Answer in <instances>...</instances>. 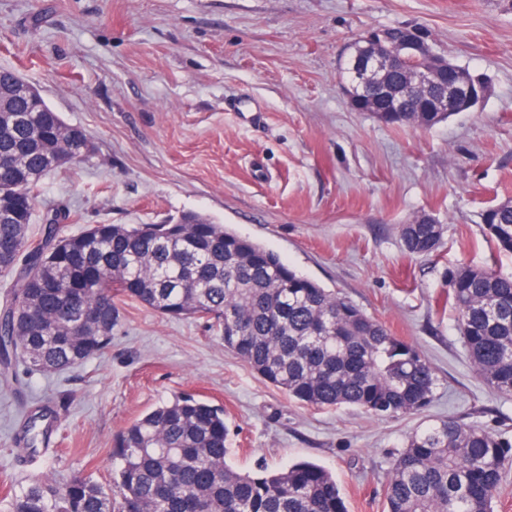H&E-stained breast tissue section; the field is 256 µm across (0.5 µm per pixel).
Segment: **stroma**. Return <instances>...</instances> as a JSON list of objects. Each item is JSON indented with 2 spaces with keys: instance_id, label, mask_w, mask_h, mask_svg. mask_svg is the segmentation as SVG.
Wrapping results in <instances>:
<instances>
[{
  "instance_id": "35a3bbf8",
  "label": "stroma",
  "mask_w": 512,
  "mask_h": 512,
  "mask_svg": "<svg viewBox=\"0 0 512 512\" xmlns=\"http://www.w3.org/2000/svg\"><path fill=\"white\" fill-rule=\"evenodd\" d=\"M417 25L436 51L484 78L487 96L433 127L352 109L340 65L371 28ZM0 67L87 134L91 156L40 186L37 221L160 224L187 212L277 253L346 296L431 363L432 402L382 417L290 400L197 318L120 304L112 345L81 366L18 368L0 387V483L88 476L112 486L114 435L176 395L223 406L226 461L242 471L313 461L348 512H384L391 462L420 425L452 418L512 435V396L473 369L445 306L460 265L512 273L480 215L512 200V0H0ZM442 226L431 255L404 224ZM53 411L49 450L22 426Z\"/></svg>"
}]
</instances>
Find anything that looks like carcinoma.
<instances>
[{"label":"carcinoma","instance_id":"cac0c4a2","mask_svg":"<svg viewBox=\"0 0 512 512\" xmlns=\"http://www.w3.org/2000/svg\"><path fill=\"white\" fill-rule=\"evenodd\" d=\"M0 68V365L31 372L78 367L112 343L117 304L134 300L161 316L198 317L224 346L288 397L317 407L415 414L432 400L430 363L348 298L298 273L278 254L210 218L165 224H93L63 234V218L30 236L44 176L91 152L89 139L50 107L32 111ZM396 94L392 125L432 127L431 98ZM487 236L512 252V202L481 214ZM441 227L412 221L402 240L429 254ZM446 303L457 313L476 373L512 396V276L458 266ZM224 408L193 394L163 403L113 437L112 489L73 476L36 477L0 501L4 512H348L335 477L298 462L251 474L226 462ZM512 468V437L440 420L420 425L392 461L385 512H494Z\"/></svg>","mask_w":512,"mask_h":512}]
</instances>
